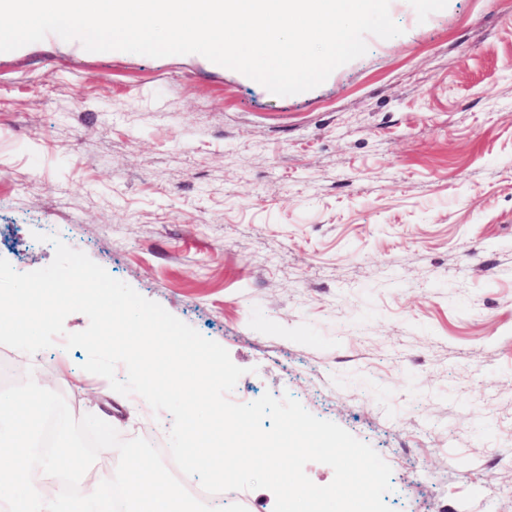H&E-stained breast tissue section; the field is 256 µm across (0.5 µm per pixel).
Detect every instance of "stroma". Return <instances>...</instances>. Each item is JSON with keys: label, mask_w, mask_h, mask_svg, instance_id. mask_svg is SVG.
I'll return each mask as SVG.
<instances>
[{"label": "stroma", "mask_w": 512, "mask_h": 512, "mask_svg": "<svg viewBox=\"0 0 512 512\" xmlns=\"http://www.w3.org/2000/svg\"><path fill=\"white\" fill-rule=\"evenodd\" d=\"M401 35L276 96L199 54L0 53V258L58 236L390 466L393 512H512V0H390ZM0 345L74 418L168 412Z\"/></svg>", "instance_id": "stroma-1"}]
</instances>
